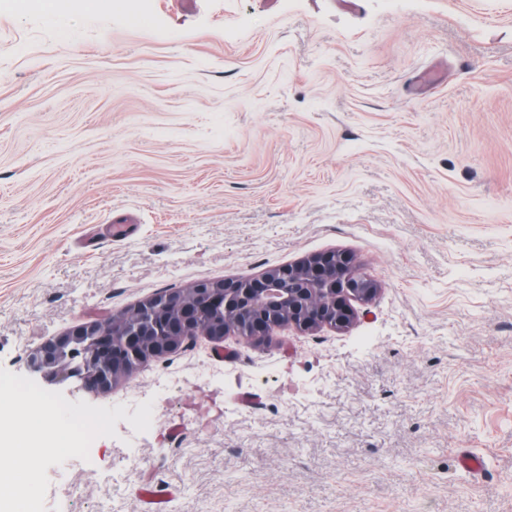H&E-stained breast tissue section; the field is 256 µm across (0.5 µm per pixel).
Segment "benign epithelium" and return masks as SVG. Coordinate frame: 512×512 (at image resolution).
<instances>
[{
  "mask_svg": "<svg viewBox=\"0 0 512 512\" xmlns=\"http://www.w3.org/2000/svg\"><path fill=\"white\" fill-rule=\"evenodd\" d=\"M377 292L376 282L360 272L349 254H314L254 278L206 279L155 295L47 340L27 353L26 363L48 383L76 381L85 389L107 391L142 363L174 353L200 336L216 344L230 335L259 343L285 326L345 330L356 318L353 303L367 304ZM85 339L94 343L89 363H65L64 356Z\"/></svg>",
  "mask_w": 512,
  "mask_h": 512,
  "instance_id": "1",
  "label": "benign epithelium"
}]
</instances>
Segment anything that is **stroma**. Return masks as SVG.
Wrapping results in <instances>:
<instances>
[{"label":"stroma","instance_id":"stroma-1","mask_svg":"<svg viewBox=\"0 0 512 512\" xmlns=\"http://www.w3.org/2000/svg\"><path fill=\"white\" fill-rule=\"evenodd\" d=\"M333 250L379 287L348 330L62 386L152 423L50 466L47 512H512V0L0 6V367Z\"/></svg>","mask_w":512,"mask_h":512}]
</instances>
